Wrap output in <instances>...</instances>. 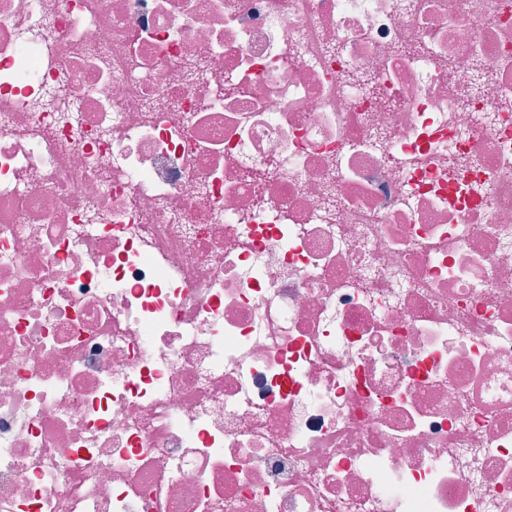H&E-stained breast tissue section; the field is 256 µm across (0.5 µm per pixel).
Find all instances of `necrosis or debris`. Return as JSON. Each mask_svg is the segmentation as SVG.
<instances>
[{
    "label": "necrosis or debris",
    "mask_w": 512,
    "mask_h": 512,
    "mask_svg": "<svg viewBox=\"0 0 512 512\" xmlns=\"http://www.w3.org/2000/svg\"><path fill=\"white\" fill-rule=\"evenodd\" d=\"M0 512H512V0H0Z\"/></svg>",
    "instance_id": "obj_1"
}]
</instances>
